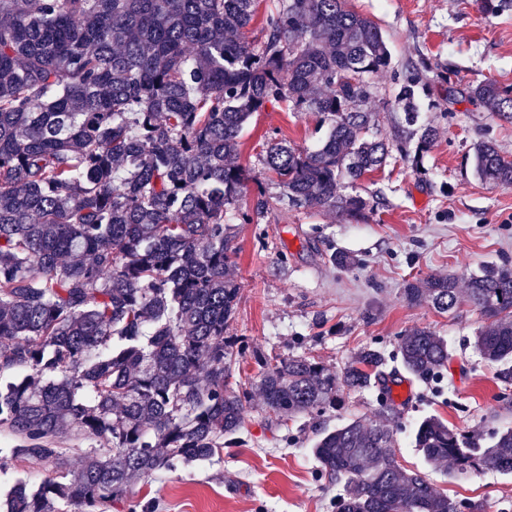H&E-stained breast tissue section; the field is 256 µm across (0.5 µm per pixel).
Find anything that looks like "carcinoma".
Here are the masks:
<instances>
[{
	"label": "carcinoma",
	"mask_w": 512,
	"mask_h": 512,
	"mask_svg": "<svg viewBox=\"0 0 512 512\" xmlns=\"http://www.w3.org/2000/svg\"><path fill=\"white\" fill-rule=\"evenodd\" d=\"M260 0H0V448L52 472L17 481L0 512H97L138 479L220 455L244 424L249 394L232 383L224 330L240 285L227 215L248 175L236 162L256 112L278 106L327 124L315 147L268 144L263 165L289 207L369 220L355 186L392 152L418 163L439 131L422 117L429 86L409 62L392 92L389 132L366 105L391 69L379 25L346 0H270L264 36L247 40ZM500 16L512 0H477ZM448 97L512 112V88L449 84ZM475 175L512 188V160L491 140L474 147ZM270 200L259 192L247 223ZM441 313L473 306L490 320L473 337L512 377V265L470 277L432 275L403 288ZM403 370L435 377L448 343L427 327L400 340ZM377 349L337 375L311 356L264 360L259 392L286 422L334 407L344 391L381 386ZM89 441L67 467L59 447ZM414 447L455 478L512 473V429L481 447L436 417ZM322 475L344 483L336 512H464L398 463L392 431L353 419L313 446Z\"/></svg>",
	"instance_id": "carcinoma-1"
}]
</instances>
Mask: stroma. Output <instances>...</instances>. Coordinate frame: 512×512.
Here are the masks:
<instances>
[{"label": "stroma", "instance_id": "obj_1", "mask_svg": "<svg viewBox=\"0 0 512 512\" xmlns=\"http://www.w3.org/2000/svg\"><path fill=\"white\" fill-rule=\"evenodd\" d=\"M349 9L384 32L394 63L423 62L435 108L426 110L440 135L420 165L392 156L362 178L357 191L376 196L368 222L310 213L278 201L279 189L260 159L271 139L301 147L325 132L317 114L267 107L241 137L237 161L251 179L240 203L259 192L273 203L257 224L232 221L240 301L225 334L236 355L235 379L255 381L261 358L308 355L341 372L362 348L380 350L389 368L414 327L431 328L451 359L437 379L410 378L409 398L389 405L378 389L347 392L341 406L280 423L253 395L241 431L213 460L135 481L125 499L101 512H336L342 483L323 478L311 448L318 433L353 418L388 426L400 465L427 474L433 487L480 512H512V475L485 471L449 477L428 467L412 439L418 422L436 415L457 432L491 440L512 428V382L473 347L487 319L466 305L453 314L406 301L405 282L452 275L459 287L489 264L512 263V188L483 184L472 145L490 137L512 159V117L493 116L449 99L445 75L512 86V11L485 17L476 0H347ZM347 251L348 269L329 256Z\"/></svg>", "mask_w": 512, "mask_h": 512}]
</instances>
